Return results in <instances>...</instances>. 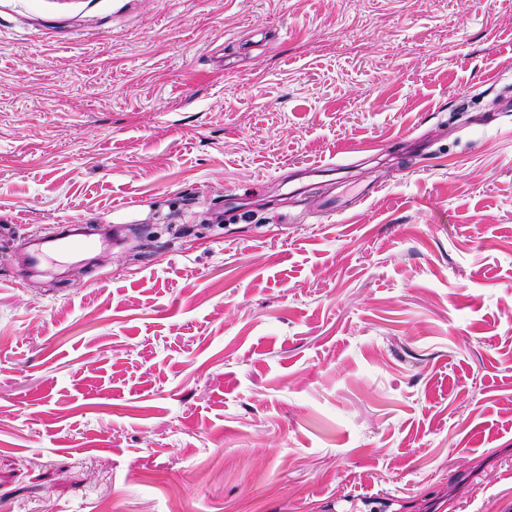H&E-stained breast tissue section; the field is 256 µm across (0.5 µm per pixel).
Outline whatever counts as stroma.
<instances>
[{"label": "stroma", "instance_id": "stroma-1", "mask_svg": "<svg viewBox=\"0 0 512 512\" xmlns=\"http://www.w3.org/2000/svg\"><path fill=\"white\" fill-rule=\"evenodd\" d=\"M174 500L512 503V0H0V512ZM74 226L78 225H66V228H68L67 234L64 237L57 239L58 243L54 246V251L48 253L40 251L35 253L30 257V264H43L44 260L50 253H57L64 256H75L92 249L93 241L91 239L84 237H73L72 235L68 234L69 230Z\"/></svg>", "mask_w": 512, "mask_h": 512}]
</instances>
